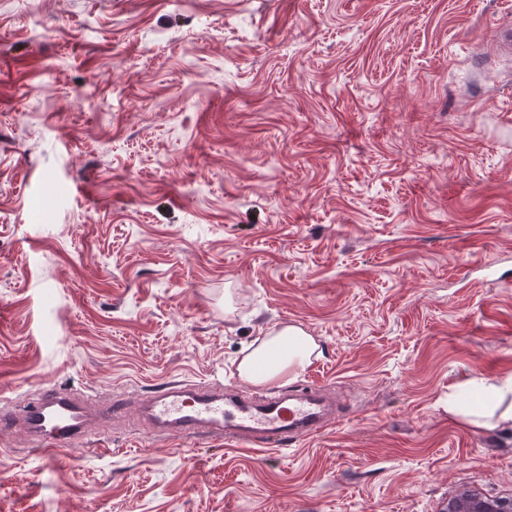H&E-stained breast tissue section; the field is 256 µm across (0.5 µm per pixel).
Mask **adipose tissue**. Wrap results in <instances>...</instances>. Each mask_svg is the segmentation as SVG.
<instances>
[{
  "instance_id": "ef3b65f1",
  "label": "adipose tissue",
  "mask_w": 512,
  "mask_h": 512,
  "mask_svg": "<svg viewBox=\"0 0 512 512\" xmlns=\"http://www.w3.org/2000/svg\"><path fill=\"white\" fill-rule=\"evenodd\" d=\"M318 355L314 338L302 328L285 325L255 340L237 364L239 377L255 386H267L302 372ZM464 398L450 401L448 411L476 428L512 421V380H470Z\"/></svg>"
}]
</instances>
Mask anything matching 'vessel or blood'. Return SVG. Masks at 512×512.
Segmentation results:
<instances>
[{
    "label": "vessel or blood",
    "mask_w": 512,
    "mask_h": 512,
    "mask_svg": "<svg viewBox=\"0 0 512 512\" xmlns=\"http://www.w3.org/2000/svg\"><path fill=\"white\" fill-rule=\"evenodd\" d=\"M324 392L312 386L299 397H247L223 386L179 381L164 383L143 400L138 423L160 437H218L232 442L283 450L288 444L321 433L330 423L320 404ZM130 401L113 396L100 408L70 390L51 388L20 408L0 407V433L23 430L39 453L83 442L97 429L128 421Z\"/></svg>",
    "instance_id": "b4317fda"
}]
</instances>
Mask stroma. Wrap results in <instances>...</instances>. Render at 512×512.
I'll return each instance as SVG.
<instances>
[{"label":"stroma","instance_id":"stroma-1","mask_svg":"<svg viewBox=\"0 0 512 512\" xmlns=\"http://www.w3.org/2000/svg\"><path fill=\"white\" fill-rule=\"evenodd\" d=\"M512 0H0V405L248 389L301 326L336 420L288 450L0 439V512H441L512 493ZM250 347L238 362L237 373L255 386L294 377L320 355L314 338L295 325L273 328ZM463 392L465 399L448 401V411L467 424L476 428H490L512 421L511 379L494 383L475 378L466 384ZM472 395L476 396V401L471 398Z\"/></svg>","mask_w":512,"mask_h":512}]
</instances>
